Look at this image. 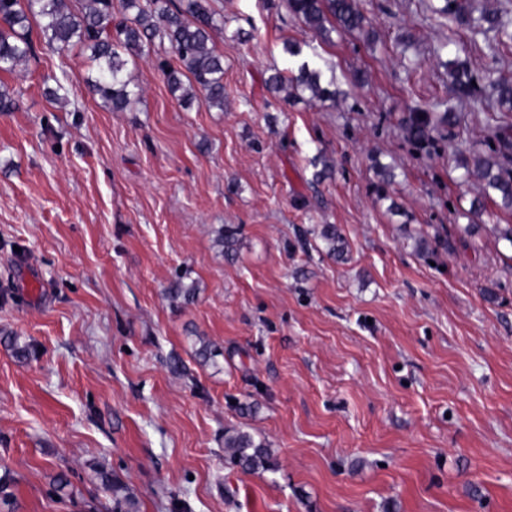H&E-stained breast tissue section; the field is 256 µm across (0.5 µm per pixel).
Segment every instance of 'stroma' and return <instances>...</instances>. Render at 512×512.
<instances>
[{"mask_svg":"<svg viewBox=\"0 0 512 512\" xmlns=\"http://www.w3.org/2000/svg\"><path fill=\"white\" fill-rule=\"evenodd\" d=\"M434 2L366 0L350 35L284 0H211L220 110L171 95L166 47L129 62L126 112L87 92L78 48L38 40L0 72L17 101L0 112V512H112L107 477L138 512H512V212L490 202L477 221L483 184L450 141L418 147L398 125L455 100L451 61L512 80V47L493 61L465 26L430 27ZM304 62L335 101L267 91ZM455 102L482 141L488 90ZM239 426L276 470L228 467ZM313 233L319 236L323 241L326 255L328 257L334 259H340L343 257L345 244L342 236L336 229V225L324 224L321 226L319 231L314 228Z\"/></svg>","mask_w":512,"mask_h":512,"instance_id":"35a3bbf8","label":"stroma"}]
</instances>
